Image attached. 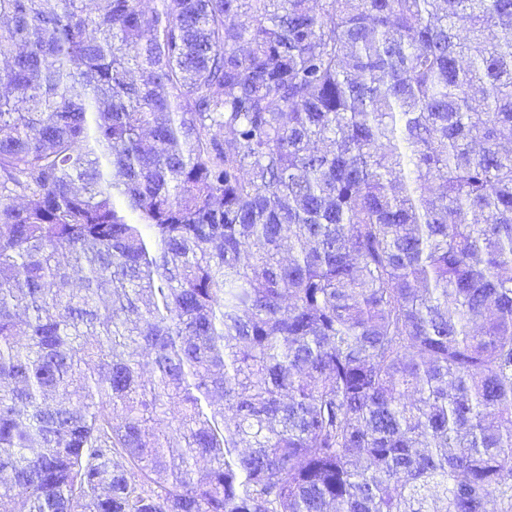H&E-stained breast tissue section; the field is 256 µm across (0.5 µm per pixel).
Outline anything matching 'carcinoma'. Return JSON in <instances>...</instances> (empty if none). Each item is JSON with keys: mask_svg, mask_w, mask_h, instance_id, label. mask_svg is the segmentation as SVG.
<instances>
[{"mask_svg": "<svg viewBox=\"0 0 512 512\" xmlns=\"http://www.w3.org/2000/svg\"><path fill=\"white\" fill-rule=\"evenodd\" d=\"M104 3L0 0V512H512V0Z\"/></svg>", "mask_w": 512, "mask_h": 512, "instance_id": "cac0c4a2", "label": "carcinoma"}]
</instances>
